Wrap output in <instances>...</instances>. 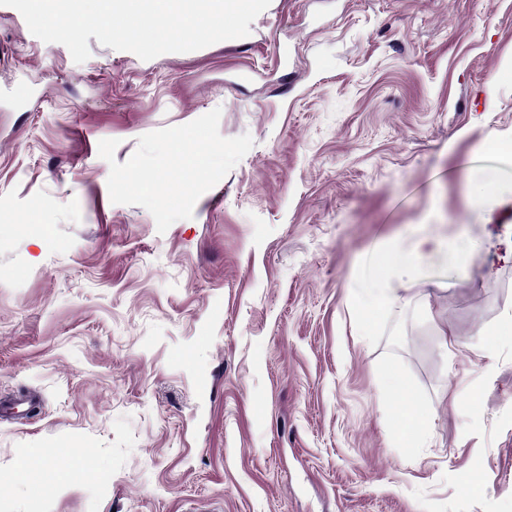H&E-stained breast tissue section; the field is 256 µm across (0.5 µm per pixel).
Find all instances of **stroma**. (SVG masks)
I'll return each mask as SVG.
<instances>
[{
  "label": "stroma",
  "instance_id": "obj_1",
  "mask_svg": "<svg viewBox=\"0 0 512 512\" xmlns=\"http://www.w3.org/2000/svg\"><path fill=\"white\" fill-rule=\"evenodd\" d=\"M88 45L0 5V397L38 403L0 422V512H512V196L469 186L512 134V0H271L193 52ZM426 232L473 245L353 310ZM441 246L429 237L419 239L410 248L394 245L377 252L371 264V272L360 288L352 289L350 302L358 311L367 314L391 308L398 299L399 288L393 286L403 277L410 276L425 258H433ZM391 389L399 403L404 402L402 419L406 423L413 424L420 432L428 424V416L419 404L412 398L410 392L402 380L395 374H391Z\"/></svg>",
  "mask_w": 512,
  "mask_h": 512
}]
</instances>
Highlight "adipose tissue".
<instances>
[{
    "mask_svg": "<svg viewBox=\"0 0 512 512\" xmlns=\"http://www.w3.org/2000/svg\"><path fill=\"white\" fill-rule=\"evenodd\" d=\"M482 150L497 158L498 163L477 174L473 185L482 195L495 197L502 192L507 168L512 165V139H487ZM439 250V243L424 237L409 248L397 244L377 252L372 259L370 274L350 293L352 306L367 314L391 308L398 299L396 283L410 276L424 258L434 257Z\"/></svg>",
    "mask_w": 512,
    "mask_h": 512,
    "instance_id": "obj_1",
    "label": "adipose tissue"
}]
</instances>
